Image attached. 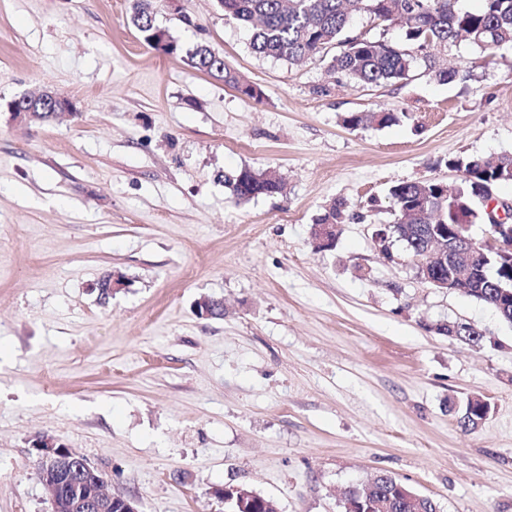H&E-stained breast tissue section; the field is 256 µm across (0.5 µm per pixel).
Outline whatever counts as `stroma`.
<instances>
[{"mask_svg": "<svg viewBox=\"0 0 512 512\" xmlns=\"http://www.w3.org/2000/svg\"><path fill=\"white\" fill-rule=\"evenodd\" d=\"M133 0H0V512H49L32 442L48 434L140 512H224L214 488L279 512H342L379 472L440 512H512V325L375 248L391 185L458 183L450 160L512 153V46L465 41L369 86L256 55L217 0H153L180 52L149 47ZM204 43L259 88L191 68ZM76 114L20 125L42 91ZM402 113L384 128L350 112ZM284 193L236 202L226 172ZM353 220L332 248L311 227ZM123 285L101 302L109 272ZM224 301L203 319L195 303ZM468 323L492 345L439 331ZM491 411L459 422L468 398ZM26 102V104H25ZM17 104L18 106L25 104L21 107H10L9 111L13 120L20 125H28L37 120L36 112H48V108L51 105V112H76V109L71 101L64 98H60L57 95L43 91L42 93L30 97L27 96L25 101L23 97L16 99L10 103ZM346 203L334 202L333 205L319 217L312 227V237L316 244L324 247L330 245L331 241L340 233L341 224L346 223ZM336 224V225H335ZM227 497L231 498L224 501L228 506L227 512H278L274 500L241 487Z\"/></svg>", "mask_w": 512, "mask_h": 512, "instance_id": "1", "label": "stroma"}]
</instances>
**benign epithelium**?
<instances>
[{"label": "benign epithelium", "instance_id": "1", "mask_svg": "<svg viewBox=\"0 0 512 512\" xmlns=\"http://www.w3.org/2000/svg\"><path fill=\"white\" fill-rule=\"evenodd\" d=\"M73 112L75 107L69 100L44 91L34 97H27L25 105L9 108L13 120L20 125H28L37 120L36 113L46 112ZM487 212L491 220L497 223L498 235L490 236L484 243L475 242L469 235V225H462V233L458 234L457 248L452 253L433 254L428 241L438 238L442 233L441 226L429 224L428 234L421 236L416 246L409 251L416 268L417 276L424 282L446 291L454 290V286L470 273V268L461 264L459 259L473 254L487 255L489 253L504 259L512 258V226L507 225V218L512 215V203L494 200L489 204ZM336 236V225L315 224L312 227V237L316 244L324 247L330 245ZM122 282V274L109 273L96 289L100 299L108 301ZM224 308V301L217 298L203 297L196 305L197 314L204 319L214 318L216 308ZM40 458V480L48 490L58 484L71 483L78 485L82 479L94 472V467L84 458L70 460L67 458V448L58 439L38 435L33 441ZM115 497L105 493L92 491L88 494L74 495L58 498L49 495L50 512H107L112 506Z\"/></svg>", "mask_w": 512, "mask_h": 512}]
</instances>
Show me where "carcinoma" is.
Masks as SVG:
<instances>
[{"instance_id": "cac0c4a2", "label": "carcinoma", "mask_w": 512, "mask_h": 512, "mask_svg": "<svg viewBox=\"0 0 512 512\" xmlns=\"http://www.w3.org/2000/svg\"><path fill=\"white\" fill-rule=\"evenodd\" d=\"M473 11L459 8V0H221L228 18L252 30L250 47L263 57L300 64L316 56L329 55L330 67L337 73L365 85L395 84L410 77L418 54L439 51L461 39L490 53L512 44V0H480ZM365 13L373 19L390 22L404 30V40H370L361 34L349 35L352 15ZM148 0H134L131 21L144 42L153 46L155 20ZM335 55H330L331 50ZM189 65L224 81L248 97L259 92L242 87L234 71L207 45L198 43L186 52ZM398 121L393 112H354L342 117L351 128L366 123L385 127ZM464 166V177L455 185L436 179L399 182L392 185L400 241L418 235L420 226L432 218L436 224L452 229L457 224H484L487 215L482 200L490 189L512 184V154H493L472 160ZM224 184L239 202L260 195L273 196L283 191L281 178L270 171L249 168L224 174ZM318 224L346 223V203L335 202L316 220ZM480 278L475 287L460 293L494 308L512 324V300L502 299L495 285L512 283V271L496 259L474 260ZM438 330L471 346H482L488 338L470 324L441 325ZM487 405L467 399L462 418L465 426H476L486 419ZM227 512H278L277 503L253 491L237 488L229 495ZM378 501L390 503L391 512H439L430 497L414 492L402 481L378 473L367 483L350 488L344 495L343 512H370Z\"/></svg>"}]
</instances>
